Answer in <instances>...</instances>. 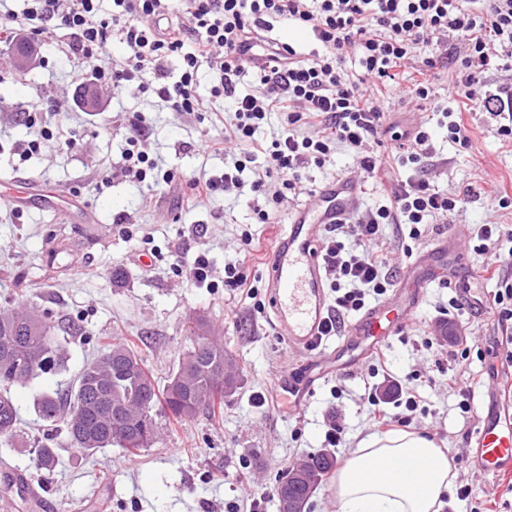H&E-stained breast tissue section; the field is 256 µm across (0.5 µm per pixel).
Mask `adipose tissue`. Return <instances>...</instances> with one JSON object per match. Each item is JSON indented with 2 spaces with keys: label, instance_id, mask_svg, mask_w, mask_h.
I'll return each mask as SVG.
<instances>
[{
  "label": "adipose tissue",
  "instance_id": "obj_1",
  "mask_svg": "<svg viewBox=\"0 0 512 512\" xmlns=\"http://www.w3.org/2000/svg\"><path fill=\"white\" fill-rule=\"evenodd\" d=\"M455 481L447 454L412 431L363 439L337 470V512H438Z\"/></svg>",
  "mask_w": 512,
  "mask_h": 512
}]
</instances>
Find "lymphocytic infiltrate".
I'll return each mask as SVG.
<instances>
[{"label": "lymphocytic infiltrate", "instance_id": "f902f5d3", "mask_svg": "<svg viewBox=\"0 0 512 512\" xmlns=\"http://www.w3.org/2000/svg\"><path fill=\"white\" fill-rule=\"evenodd\" d=\"M25 0L14 15L12 30L39 35L65 31L58 46L71 70L82 71L90 59L106 57L91 80L104 89L136 86L177 112H200L206 99H218L228 114L224 136L201 140L202 153L220 155L224 169L190 180V193L179 204L195 208L216 195H253L256 223L271 224L287 194L295 193L303 171L330 162L337 146L350 149L357 167L381 181L390 169L422 165L433 155L427 126L408 130L387 123L375 105V93L413 69L399 98L419 107L433 106L432 84L439 68H454L453 105L435 108L437 126L449 141L471 144L463 121L480 103L499 120L498 134L512 142V88L487 94L484 73L512 68V0ZM177 21H170L171 13ZM279 20L312 33L318 48L305 55L297 45L269 38ZM119 37L129 52L110 58L106 49ZM436 44L434 55L416 60L424 44ZM180 57L179 77L168 63ZM358 71L348 75L347 62ZM208 67V97L198 92V73ZM252 90H242L244 78ZM279 130L271 141L260 134L270 118ZM152 122L136 114L128 124L123 171L133 181L173 186L180 178L161 158L141 149ZM390 135L386 152L375 153L379 133ZM262 167H255L256 157ZM463 202L457 194L436 188L429 179L411 178L394 184L387 204L357 213L345 224L328 229L321 262L335 294L325 324L328 336L341 335L346 317L379 300L394 285L396 269L388 261L385 228L406 224L412 237L421 225L447 218ZM485 279L496 291L488 306L511 340L506 358L512 361V251L497 254L485 267Z\"/></svg>", "mask_w": 512, "mask_h": 512}]
</instances>
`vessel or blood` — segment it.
Instances as JSON below:
<instances>
[{
	"label": "vessel or blood",
	"mask_w": 512,
	"mask_h": 512,
	"mask_svg": "<svg viewBox=\"0 0 512 512\" xmlns=\"http://www.w3.org/2000/svg\"><path fill=\"white\" fill-rule=\"evenodd\" d=\"M362 193L359 179L342 176L322 186L304 205L292 211L275 245V259L268 270V300L272 324L278 336L293 351L307 352L305 375L283 373L280 385L295 397L296 407H303L316 382L330 369L343 367L349 354L347 345L324 349L320 337L329 313L319 238L332 224L344 223ZM419 294L395 299L388 307L367 309L350 323L347 333L378 343L403 331ZM467 458L486 475L512 474V404L489 403L477 430L468 441Z\"/></svg>",
	"instance_id": "1"
}]
</instances>
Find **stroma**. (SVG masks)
Segmentation results:
<instances>
[{
	"mask_svg": "<svg viewBox=\"0 0 512 512\" xmlns=\"http://www.w3.org/2000/svg\"><path fill=\"white\" fill-rule=\"evenodd\" d=\"M39 47L25 73L11 64L13 44L0 47V181L33 178L55 195L53 202L23 211L0 205V309L38 306L53 335L65 342L69 360L63 377L45 375L13 388L20 433L13 447L0 445V465L35 473L28 443L45 430L34 408L35 394L54 388L57 380H74L100 338L140 337L138 352L162 387L190 346L185 323L202 314L223 336L240 378L236 391L224 399L221 418L199 414L135 456L112 447L88 458L57 435L53 445L59 462L22 512H44V498L54 502V512H247L254 485L276 491L294 461L324 452V421L332 410L344 429V445L333 454L337 464H344L358 442L376 431L365 387L371 363L322 380L298 412H289L271 394L280 370L297 368L304 360L270 325L266 282L267 258L300 199L285 202L274 224L253 223L248 192L233 201L218 195L204 206L177 209L175 193L125 177L126 124L137 112L151 118L154 133L144 151L161 154L168 167L189 179L222 171L223 157L200 152L198 143L206 136L223 137V113L174 112L128 90L101 91L96 110H88L78 105L73 95L77 76L58 60L50 39H42ZM377 103L390 123H424L433 130L434 165L395 169L392 181L421 176L452 192L474 190L462 208L430 225L420 240L393 227L386 230L395 267L404 268L409 255L424 257L415 275L431 279L432 285L410 325H432L449 307L454 283L478 276L494 258L474 250L468 226L512 225V213L499 209L494 199L497 190L512 186V146L501 141L497 119L483 107L467 116L471 146L464 149L445 141L433 112L388 93ZM71 137L78 141L72 149L65 145ZM33 140L39 149L23 153V144ZM145 195L154 197V205L140 207ZM246 229L261 245L258 259L243 258L240 235ZM448 233L463 259L449 263L447 278L440 281L435 247ZM200 253L210 261L209 288L196 287L174 268L177 258ZM228 263L242 264L258 288L256 298L225 286ZM454 315L469 325L471 351L464 371L472 398L448 388L449 343L428 345L404 331L382 351L388 373L413 387L420 404L416 413L402 407L395 413L412 416V430L447 451L455 486L492 489L507 484V477L486 476L466 459L464 449L481 418L476 392L499 399L508 375L504 368L491 373L487 364L501 351L503 336L496 322L472 306H460ZM259 394L266 397L261 407L253 402ZM464 400L469 403L465 411L460 408Z\"/></svg>",
	"mask_w": 512,
	"mask_h": 512,
	"instance_id": "1",
	"label": "stroma"
}]
</instances>
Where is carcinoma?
Returning a JSON list of instances; mask_svg holds the SVG:
<instances>
[{"label":"carcinoma","instance_id":"cac0c4a2","mask_svg":"<svg viewBox=\"0 0 512 512\" xmlns=\"http://www.w3.org/2000/svg\"><path fill=\"white\" fill-rule=\"evenodd\" d=\"M192 346L163 389L144 359L126 340L112 339L81 369L76 381L58 385L37 398V411L50 430H63L71 444L93 455L118 447L134 454L163 440L155 420L159 410L177 422H189L206 410L224 406V341L198 316L190 322ZM67 359L65 348L50 335L45 316L34 305L0 312V445H12L20 422L11 387L59 370ZM51 438L35 440L31 447L36 468L53 472L56 449ZM318 470L322 484L336 466L323 453L300 462Z\"/></svg>","mask_w":512,"mask_h":512}]
</instances>
